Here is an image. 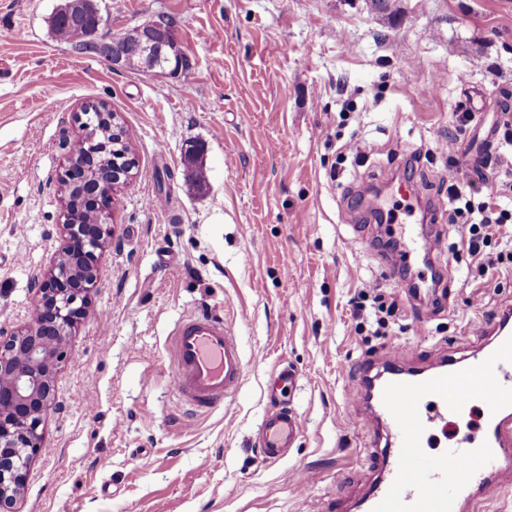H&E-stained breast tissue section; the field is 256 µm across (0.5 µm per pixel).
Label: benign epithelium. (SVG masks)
<instances>
[{
	"instance_id": "obj_1",
	"label": "benign epithelium",
	"mask_w": 512,
	"mask_h": 512,
	"mask_svg": "<svg viewBox=\"0 0 512 512\" xmlns=\"http://www.w3.org/2000/svg\"><path fill=\"white\" fill-rule=\"evenodd\" d=\"M64 11L85 14L96 9V0H65ZM137 46L146 71L173 74L175 54L181 48L174 32L159 36V22L142 25ZM72 48L91 50L112 68H123L128 46L122 35L76 29ZM132 173H120L98 183L96 205L100 223L73 224L64 199L63 229L67 240L62 252L44 274L34 279L31 321L11 333L0 331V512H19L32 458L41 448L43 425L56 403L58 369L71 361L69 339L86 315L88 294L98 279V262L112 238L109 210L114 192Z\"/></svg>"
}]
</instances>
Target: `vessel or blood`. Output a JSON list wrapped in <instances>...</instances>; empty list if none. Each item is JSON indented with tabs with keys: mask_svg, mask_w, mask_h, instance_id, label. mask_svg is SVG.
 Masks as SVG:
<instances>
[{
	"mask_svg": "<svg viewBox=\"0 0 512 512\" xmlns=\"http://www.w3.org/2000/svg\"><path fill=\"white\" fill-rule=\"evenodd\" d=\"M169 379L180 404L208 413L237 395L245 360L235 327L209 310L180 318L165 343ZM411 372L392 354L366 371L353 396L373 393L364 449L375 474L356 512H479L486 490L512 478V308L500 310L471 351L440 349ZM485 404L482 442H459L431 455L433 426ZM303 430L296 411L270 401L253 444L262 462L287 457Z\"/></svg>",
	"mask_w": 512,
	"mask_h": 512,
	"instance_id": "obj_1",
	"label": "vessel or blood"
}]
</instances>
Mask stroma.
I'll return each mask as SVG.
<instances>
[{
  "mask_svg": "<svg viewBox=\"0 0 512 512\" xmlns=\"http://www.w3.org/2000/svg\"><path fill=\"white\" fill-rule=\"evenodd\" d=\"M61 0H0V330L31 318L34 275L65 246L60 179L75 114L106 102L129 128L138 177L114 194L112 244L87 314L56 375L57 407L28 472L20 512H323L354 504L373 474L369 417L351 393L361 364L401 350L411 367L436 346L480 343L512 306V261L482 276L448 211V155L485 154L512 125V0H100L116 34L173 20L188 72L115 69L55 40ZM475 115L465 134L458 111ZM204 144L208 185L184 171ZM353 152L341 153L342 145ZM408 171L415 195L400 193ZM422 223L418 255L442 276L438 310L421 301L364 206ZM369 284L397 299L395 324L357 328L351 300ZM230 314L245 375L238 397L183 414L165 340L185 313ZM304 432L285 461L252 448L272 367ZM475 405L428 450L479 443ZM322 482L297 498L308 470Z\"/></svg>",
  "mask_w": 512,
  "mask_h": 512,
  "instance_id": "stroma-1",
  "label": "stroma"
}]
</instances>
